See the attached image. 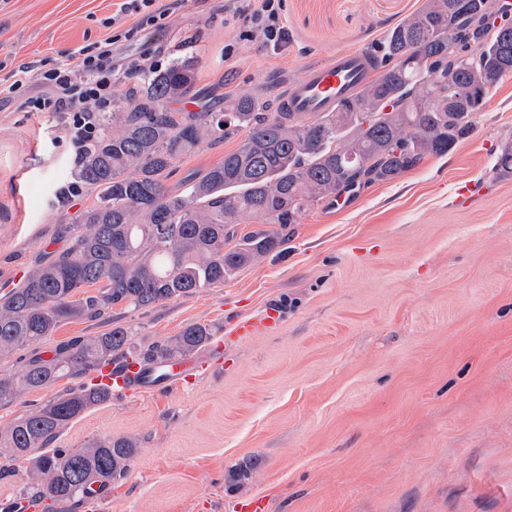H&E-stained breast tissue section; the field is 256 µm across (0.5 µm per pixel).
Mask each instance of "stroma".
Here are the masks:
<instances>
[{"instance_id":"obj_1","label":"stroma","mask_w":512,"mask_h":512,"mask_svg":"<svg viewBox=\"0 0 512 512\" xmlns=\"http://www.w3.org/2000/svg\"><path fill=\"white\" fill-rule=\"evenodd\" d=\"M119 0H0V62L53 66L108 35ZM425 0H282L288 43L271 52L225 0H182L169 27L146 29L162 65L198 59L176 110L223 109L244 91L279 95L307 66L348 48L382 45ZM236 58L225 61V45ZM448 154L391 181L327 201L283 230L277 252L224 285L150 308L114 307L109 321L63 322L33 349L0 359L20 374L110 326L131 329L140 355L188 324L224 333L230 319L274 305L278 327L222 348V368L193 389L115 396L68 424L55 447L103 437L138 446L125 478L94 506L70 512H237L262 497L267 512H512V74ZM51 112H0V278L63 251L90 205L58 204L74 151ZM239 138L184 156L168 180L180 192L219 164ZM471 188L467 204L458 186ZM79 379L0 407V431ZM30 461L0 447V506L22 500Z\"/></svg>"}]
</instances>
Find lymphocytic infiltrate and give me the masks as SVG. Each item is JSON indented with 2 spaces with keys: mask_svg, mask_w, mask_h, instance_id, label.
I'll use <instances>...</instances> for the list:
<instances>
[{
  "mask_svg": "<svg viewBox=\"0 0 512 512\" xmlns=\"http://www.w3.org/2000/svg\"><path fill=\"white\" fill-rule=\"evenodd\" d=\"M234 11L248 19L265 47L279 50L287 40L281 0H233ZM177 0H121L112 31L105 38L69 52L52 67L35 62L15 67L0 83V107L21 101L30 112H53L58 131L75 151L96 132L99 113L112 106V83L121 74L158 69L153 51L136 47L140 32L167 27Z\"/></svg>",
  "mask_w": 512,
  "mask_h": 512,
  "instance_id": "lymphocytic-infiltrate-1",
  "label": "lymphocytic infiltrate"
}]
</instances>
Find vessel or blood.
Here are the masks:
<instances>
[{"instance_id": "vessel-or-blood-1", "label": "vessel or blood", "mask_w": 512, "mask_h": 512, "mask_svg": "<svg viewBox=\"0 0 512 512\" xmlns=\"http://www.w3.org/2000/svg\"><path fill=\"white\" fill-rule=\"evenodd\" d=\"M376 56L368 49H346L333 57L310 65L303 74L290 80L281 91L283 111L296 121H310L327 112L367 85L375 71ZM279 321L275 307H266L260 318L231 320L225 334L243 341L259 330ZM198 357L169 360L164 370L133 359L103 366L92 373L94 384L108 388L112 394L129 396L146 392L168 391L192 383L203 368Z\"/></svg>"}]
</instances>
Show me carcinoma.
<instances>
[{
	"mask_svg": "<svg viewBox=\"0 0 512 512\" xmlns=\"http://www.w3.org/2000/svg\"><path fill=\"white\" fill-rule=\"evenodd\" d=\"M452 0L425 5L394 27L383 47L387 68L362 90L309 122L273 111L265 94L244 93L222 112H177L196 80L192 57L141 74L112 111L98 116L73 179L95 195L71 232L69 247L32 270L23 285L0 296V359L52 335L68 320L105 318L116 306L149 308L215 288L244 264L276 250L283 240L264 231L230 249L237 220L248 217L284 229L313 206L367 182L393 180L430 155H444L472 131V119L489 92L512 73L508 37L490 38L478 62H459L463 84L476 69L488 88L466 111H448L436 91L433 68L448 53V31L466 32V20L449 13ZM247 134L219 164L173 194L167 180L183 156L207 142ZM128 329L76 340L50 359L29 361L18 377L0 374V406L65 378L91 374L124 356ZM212 337L209 326L187 325L179 335L141 354L147 363L192 356ZM112 393L82 384L17 418L0 433V445L33 463L35 481L24 496L57 506L85 498L95 483L123 477L136 443L106 437L63 453L48 444L72 420L105 404Z\"/></svg>",
	"mask_w": 512,
	"mask_h": 512,
	"instance_id": "cac0c4a2",
	"label": "carcinoma"
}]
</instances>
